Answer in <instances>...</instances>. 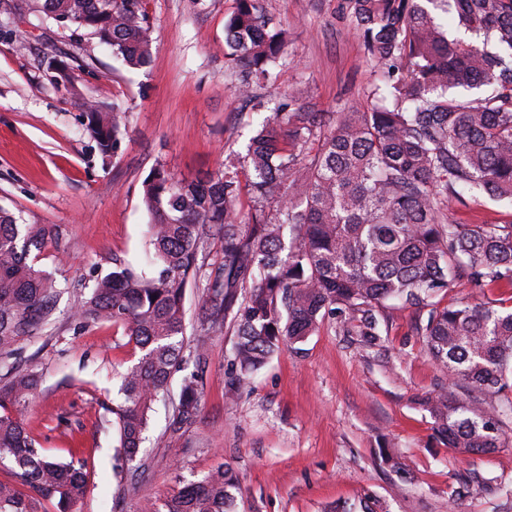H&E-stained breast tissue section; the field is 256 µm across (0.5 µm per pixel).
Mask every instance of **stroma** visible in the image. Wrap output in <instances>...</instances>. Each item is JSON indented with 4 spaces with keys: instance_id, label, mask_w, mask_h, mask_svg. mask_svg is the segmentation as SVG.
Listing matches in <instances>:
<instances>
[{
    "instance_id": "35a3bbf8",
    "label": "stroma",
    "mask_w": 512,
    "mask_h": 512,
    "mask_svg": "<svg viewBox=\"0 0 512 512\" xmlns=\"http://www.w3.org/2000/svg\"><path fill=\"white\" fill-rule=\"evenodd\" d=\"M288 31L287 62L274 85L316 112L367 102L375 78L344 0H261ZM236 0H147L154 29L151 63L127 69L111 52L86 57L84 39L43 21L30 0H0V208L19 223L53 228L38 264L64 289L51 324L23 348L43 382L23 413L47 454L89 461L88 490L75 512H138L181 486L229 467L238 475L236 512H333L371 499L377 512H512V445L462 457L437 444L417 396L444 379L420 334L428 311L389 303L388 332L364 347L333 317L300 344L284 348L237 401L225 399L235 341L223 328L208 342L204 396L194 424L163 436L171 403H156L135 487L112 469L118 444V371L133 361L122 329L80 323L75 311L97 276L121 258L147 266L149 217L141 182L155 164L179 178L203 179L225 157L244 152L258 120L241 98L225 56L224 22ZM64 61L86 99L117 102L128 113L115 156L102 158L82 133L69 95L48 64ZM456 224H499L512 204L463 197L448 204ZM441 305L482 303L512 309V285L466 281L443 291Z\"/></svg>"
}]
</instances>
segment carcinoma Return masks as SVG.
I'll list each match as a JSON object with an SVG mask.
<instances>
[{
    "label": "carcinoma",
    "instance_id": "1",
    "mask_svg": "<svg viewBox=\"0 0 512 512\" xmlns=\"http://www.w3.org/2000/svg\"><path fill=\"white\" fill-rule=\"evenodd\" d=\"M57 26L86 32L85 54L107 47L130 69L151 62L144 0H37ZM365 57L377 68L371 105L331 114L290 99L275 106L255 88L277 80L288 30L260 0H236L224 24L238 94L266 113L243 154L204 180L155 165L141 185L157 270L115 260L77 309L82 322L121 327L139 357L120 373L115 458L138 460L153 405L182 376L169 438L200 412L207 340L232 327L225 395L247 391L285 346L305 341L328 314L367 346L381 341L390 302L428 309L421 335L448 389L421 403L437 439L458 454L504 447L500 409L512 412V312L440 306L455 281L512 283V220L454 224L444 210L467 194L512 204V0H345ZM450 18L451 25L440 22ZM53 80L82 111L83 132L104 157L126 132L118 107L85 101L67 73ZM248 210H243V198ZM53 229L19 224L0 209V512H70L87 488V460L52 459L26 431L22 412L42 372L23 344L50 324L57 281L30 257ZM219 242L217 267L206 249ZM202 287L193 346L185 347V293ZM26 491H21L20 487ZM231 468L181 487L141 512H235Z\"/></svg>",
    "mask_w": 512,
    "mask_h": 512
}]
</instances>
